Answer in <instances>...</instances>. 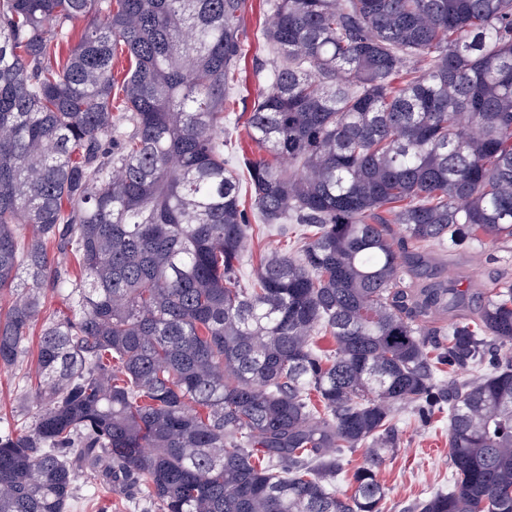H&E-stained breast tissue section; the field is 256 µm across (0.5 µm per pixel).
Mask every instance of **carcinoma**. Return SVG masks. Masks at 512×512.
Here are the masks:
<instances>
[{
  "label": "carcinoma",
  "mask_w": 512,
  "mask_h": 512,
  "mask_svg": "<svg viewBox=\"0 0 512 512\" xmlns=\"http://www.w3.org/2000/svg\"><path fill=\"white\" fill-rule=\"evenodd\" d=\"M269 7L261 154L232 166L247 0H0V370L40 326L22 392L42 400L0 424V512H66L79 470L159 512H382L397 410L444 400L454 487L419 512H512V357L435 379L512 345V281L432 359L429 323L470 290L406 287L389 231L512 237V0ZM253 219L309 237L244 286Z\"/></svg>",
  "instance_id": "cac0c4a2"
}]
</instances>
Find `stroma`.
I'll return each instance as SVG.
<instances>
[{"label": "stroma", "mask_w": 512, "mask_h": 512, "mask_svg": "<svg viewBox=\"0 0 512 512\" xmlns=\"http://www.w3.org/2000/svg\"><path fill=\"white\" fill-rule=\"evenodd\" d=\"M267 0H248L242 25L248 47L241 59L230 112L224 115V137L234 150L229 161L253 155L256 146L248 138L245 120L257 94L266 83L257 67L270 53L256 33L262 27ZM406 283L416 288L440 283L461 288L486 289L494 283L512 281V240L445 243L426 249L418 265L410 267ZM397 446L387 451L377 466L386 489L385 512H417L418 503L452 484L453 468L448 451V412L419 413L415 405L402 408L396 416ZM69 512H157L140 495L108 493L98 483L79 478Z\"/></svg>", "instance_id": "obj_1"}]
</instances>
